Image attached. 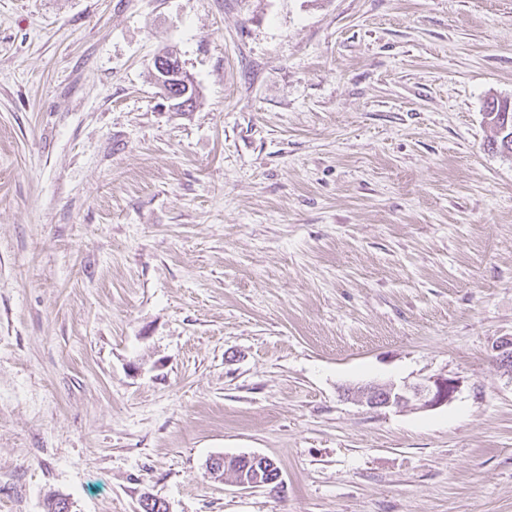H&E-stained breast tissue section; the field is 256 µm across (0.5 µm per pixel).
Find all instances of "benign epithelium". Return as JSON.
I'll return each instance as SVG.
<instances>
[{"label": "benign epithelium", "instance_id": "7a95c632", "mask_svg": "<svg viewBox=\"0 0 512 512\" xmlns=\"http://www.w3.org/2000/svg\"><path fill=\"white\" fill-rule=\"evenodd\" d=\"M153 73L156 76V85L160 95L167 100L175 102V107L185 110L191 106L193 99L190 96V84L184 79L185 72L176 55L163 52L154 56L152 61ZM496 362L501 370L512 377V337H505L495 345ZM456 383L446 377L429 378L421 382L406 384L398 387L393 383H367L361 386L348 388L345 395L361 406L375 408H406L415 407L431 409L450 401L455 392ZM262 461L270 463V459L256 455H238L231 457H217L212 459L208 472L218 476L223 471L238 463H257ZM272 473L264 478L260 475L250 477L241 475L234 483L243 489H256L267 486L279 488L282 485L281 471L276 464L270 466Z\"/></svg>", "mask_w": 512, "mask_h": 512}]
</instances>
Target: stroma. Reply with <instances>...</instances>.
Here are the masks:
<instances>
[{
	"label": "stroma",
	"mask_w": 512,
	"mask_h": 512,
	"mask_svg": "<svg viewBox=\"0 0 512 512\" xmlns=\"http://www.w3.org/2000/svg\"><path fill=\"white\" fill-rule=\"evenodd\" d=\"M493 96L512 0H0V512H512ZM170 47L161 51L169 52ZM153 73L156 76V85L160 95L167 100L176 102L174 106L185 110L191 106L193 99L190 96V84L184 76L180 58L176 55L163 52L154 56L152 61ZM185 87V90H184ZM457 386L448 377L429 378L421 382L397 387L393 383H367L347 388L345 395L361 406L375 408L415 407L431 409L450 401ZM259 461H262V466L266 465V462L268 464H271V466L268 468L267 473L273 469H275L274 472L271 473L269 478H263L261 474L258 472L256 477L248 476L246 477L245 473L250 466L249 464L246 465V467L241 468L243 470V474L238 479L231 478L232 481L238 486L243 489H256V488H262L267 486H272L274 489L279 488L282 485L281 481V471L276 466V464L271 461L270 459L266 457L256 456V455H238V456H231V457H217L212 459L208 466V472L209 474H212L214 477H217L219 474H221L223 471L224 473V479L226 478L225 471L229 467H233L237 463H257ZM236 469H238V464L236 466Z\"/></svg>",
	"instance_id": "1"
}]
</instances>
